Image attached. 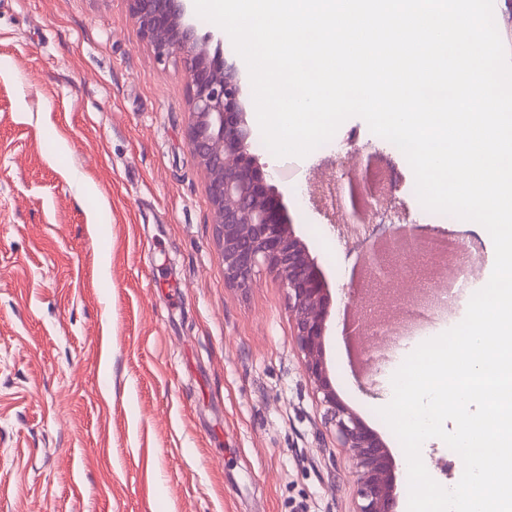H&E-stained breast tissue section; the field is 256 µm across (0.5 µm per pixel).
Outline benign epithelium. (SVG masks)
Instances as JSON below:
<instances>
[{"mask_svg": "<svg viewBox=\"0 0 512 512\" xmlns=\"http://www.w3.org/2000/svg\"><path fill=\"white\" fill-rule=\"evenodd\" d=\"M142 36L156 55L178 56L188 80L190 121L188 148L207 176L217 242L224 258V282L245 290L257 275L273 276L288 298L294 336L304 357L305 375L334 426L336 441L347 449L356 476L354 512H395L396 461L381 438L338 396L330 378L325 336L331 295L322 270L305 242L296 235L279 191L269 183L264 166L250 153L251 129L235 62L220 49L209 50L221 37H198L187 21L186 0H128ZM387 187L356 171L334 174L316 192V202L332 217L346 214L355 224L414 236L406 213ZM349 199L345 207L343 199Z\"/></svg>", "mask_w": 512, "mask_h": 512, "instance_id": "1", "label": "benign epithelium"}]
</instances>
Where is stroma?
Instances as JSON below:
<instances>
[{
	"mask_svg": "<svg viewBox=\"0 0 512 512\" xmlns=\"http://www.w3.org/2000/svg\"><path fill=\"white\" fill-rule=\"evenodd\" d=\"M250 151L266 165L332 296L325 351L338 396L389 448L393 395L379 337L350 285L365 248L314 203L330 165L362 147L389 162L409 222L495 252L478 223L443 222L409 163L359 117L305 157L263 144L244 84ZM178 58L159 60L127 0H0V512H353L346 449L305 376L288 300L268 275L224 282L204 170L187 145ZM418 255L383 310L409 312ZM454 488L458 455L421 448Z\"/></svg>",
	"mask_w": 512,
	"mask_h": 512,
	"instance_id": "1",
	"label": "stroma"
}]
</instances>
